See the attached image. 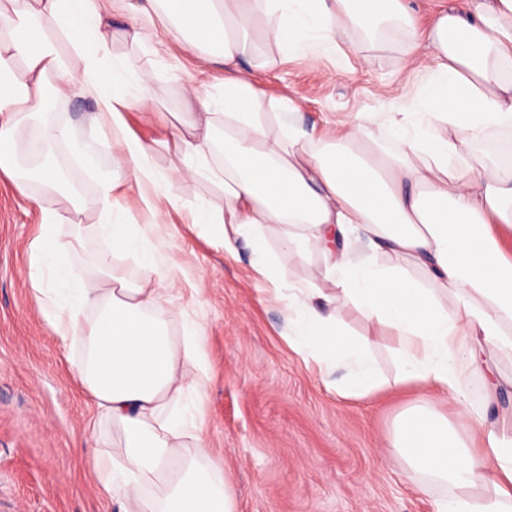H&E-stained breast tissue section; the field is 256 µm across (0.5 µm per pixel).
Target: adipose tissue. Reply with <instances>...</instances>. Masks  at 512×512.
<instances>
[{"label":"adipose tissue","mask_w":512,"mask_h":512,"mask_svg":"<svg viewBox=\"0 0 512 512\" xmlns=\"http://www.w3.org/2000/svg\"><path fill=\"white\" fill-rule=\"evenodd\" d=\"M112 8V0H0V172L21 192L32 176L46 191L60 190L51 165L22 167L38 146L69 139L68 127L55 123L26 134L53 78L58 95L79 89L96 97L95 121L118 146L150 216L128 223L118 208L123 182L107 178L94 196L67 198L74 216L99 215L105 246L88 277L74 278L83 241L55 237L53 211H42L43 231L29 249L30 289L63 348L82 344L79 381L99 419L120 431L117 443L95 451L99 494L117 512H235L223 467L201 463L210 453L211 382L202 325L184 317L182 339L173 342L167 289L112 279L120 253L169 278L164 217L183 209L225 253L250 248L253 268L282 303L289 347L347 368L338 397L367 398L381 386L375 337L346 328L340 313L350 309L395 344L403 380L462 409L478 446L427 407L407 411L392 440L408 473L446 487L435 512H512V426L488 427L461 380L463 368L481 371L482 355L512 357V256L495 233L512 230V157L471 150L512 132V0H448L422 32L411 0H129L133 43H145L143 21L155 16L167 44L224 67L219 93L186 91L183 114L161 141L171 152L164 168L125 118L133 106L152 109L154 67L102 62ZM259 14L282 55L336 52L357 32L372 40L399 33L401 66L416 73L417 90L329 131L302 126L294 120L300 97L266 96L252 79L248 29ZM187 181L215 186L223 206L172 194ZM269 225L282 250L321 254L307 285L288 280L265 236ZM354 239L369 257H356ZM380 254L387 263L377 262ZM321 280L332 293L318 288ZM488 468L489 497L477 491Z\"/></svg>","instance_id":"obj_1"}]
</instances>
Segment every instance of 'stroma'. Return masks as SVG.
Masks as SVG:
<instances>
[{
  "mask_svg": "<svg viewBox=\"0 0 512 512\" xmlns=\"http://www.w3.org/2000/svg\"><path fill=\"white\" fill-rule=\"evenodd\" d=\"M128 17L114 11L107 22L111 59L137 69L148 57L126 35ZM343 59L298 52L272 69L256 68L254 81L273 97L303 98L304 125L330 126L353 120L365 109L381 111L389 100L417 89L414 73L402 69L397 37L381 49L354 37ZM370 56L359 71L361 56ZM357 74H349V67ZM178 73L180 82L170 81ZM224 84V68L170 48L152 84L154 111L132 107L130 131L144 143L164 133L172 113L183 108L184 86ZM44 111L67 124L73 140L54 147L66 195H46L38 186L19 192L0 174V512H115L97 492L96 444L115 437L99 424L88 395L64 355L39 301L29 290V245L42 231L41 211L65 209L67 195L89 197L100 179L118 175V148L93 123L94 98L48 94ZM89 213L81 225L62 220L54 232L63 240L82 235L77 274H91L103 247ZM165 258L176 276L171 285L169 332L182 334L183 314L205 329L204 349L212 370L205 402V436L213 462L222 464L235 489L236 512H433L444 487L426 483L417 491L405 463L391 446L395 423L407 409L436 401L417 382L399 379L390 346L374 350L385 387L367 399H340L328 378L305 363L284 337L280 303L260 291L248 252L224 255L207 231L184 212L168 211ZM470 398L483 403L489 422L512 416V359L496 357L484 373L464 371Z\"/></svg>",
  "mask_w": 512,
  "mask_h": 512,
  "instance_id": "1",
  "label": "stroma"
}]
</instances>
